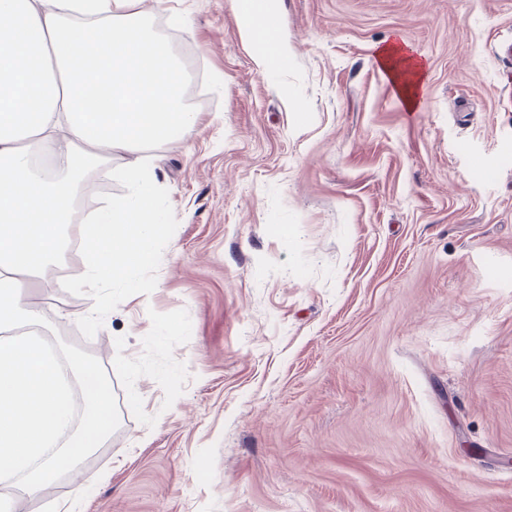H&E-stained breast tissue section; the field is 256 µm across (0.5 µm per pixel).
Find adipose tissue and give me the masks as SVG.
<instances>
[{
    "label": "adipose tissue",
    "mask_w": 512,
    "mask_h": 512,
    "mask_svg": "<svg viewBox=\"0 0 512 512\" xmlns=\"http://www.w3.org/2000/svg\"><path fill=\"white\" fill-rule=\"evenodd\" d=\"M241 37L264 70L288 60L278 0H237ZM145 0H0V326H33L42 310L21 293L24 279L50 287L68 225H76L90 290L139 285L153 242L167 229L153 175L141 158L151 144L186 134L204 102L184 98L185 73L149 26ZM376 60L406 104L420 70L399 45ZM124 160L128 192L87 219L76 201L88 169ZM82 431L73 426L71 386L59 357L32 335L0 336V479L21 478L23 494L53 484L90 452L110 415L98 374L83 371Z\"/></svg>",
    "instance_id": "ef3b65f1"
}]
</instances>
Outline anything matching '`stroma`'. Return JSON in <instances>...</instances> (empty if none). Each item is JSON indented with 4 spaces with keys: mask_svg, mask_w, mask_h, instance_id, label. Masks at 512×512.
<instances>
[{
    "mask_svg": "<svg viewBox=\"0 0 512 512\" xmlns=\"http://www.w3.org/2000/svg\"><path fill=\"white\" fill-rule=\"evenodd\" d=\"M280 15L263 72L235 0L154 13L208 107L144 152L140 287L28 291L63 363L105 359L112 420L39 495L0 481L13 512H512V0ZM376 60L381 68L393 80L396 89L408 105L415 101L420 66L410 57L402 54V48L394 43H389L379 48L376 52ZM409 74L412 78L406 76Z\"/></svg>",
    "mask_w": 512,
    "mask_h": 512,
    "instance_id": "35a3bbf8",
    "label": "stroma"
}]
</instances>
